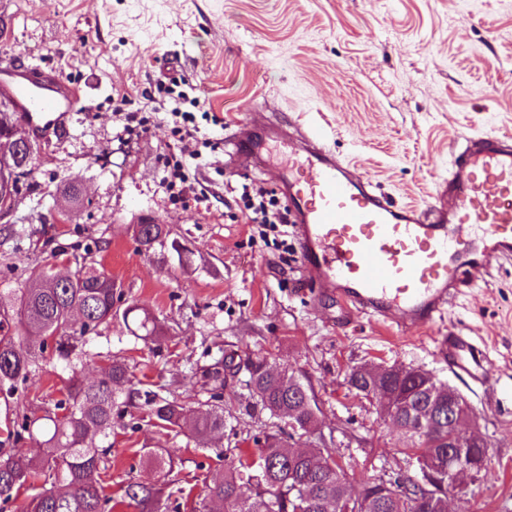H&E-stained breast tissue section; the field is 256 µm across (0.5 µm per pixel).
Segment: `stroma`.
Masks as SVG:
<instances>
[{"label":"stroma","mask_w":512,"mask_h":512,"mask_svg":"<svg viewBox=\"0 0 512 512\" xmlns=\"http://www.w3.org/2000/svg\"><path fill=\"white\" fill-rule=\"evenodd\" d=\"M171 55L185 80L181 99L158 89ZM1 64L79 87L87 107L37 150L12 235L0 238V289L24 286L39 264L66 271L90 248L115 283L116 307L138 304L164 328L156 346L122 320L100 326L78 368L92 379L108 358L123 359L139 393L120 407L122 427L108 438L111 512H141L124 489L159 481L145 464L154 448L175 450L181 479L164 487L155 512H209L203 488L224 468L220 449L252 452L254 438L273 430L268 415L246 413L233 396L218 441L148 416L145 390L209 399L215 383L206 371L223 354L240 364L270 356L312 387L319 432L352 480L419 471L395 427L349 390L350 370L383 361L430 373L466 398L488 445L487 466L449 496L450 512L464 499L483 512H512V262H493L443 321L480 344L500 387L491 405L479 383L435 356L429 331L399 335L362 314L344 326L336 300L312 286L298 291L292 227L260 239L235 206L246 182L279 194L288 147L271 143L264 167L230 153L240 121L285 118L289 133L325 132L328 147L393 202L423 203L468 138L512 136V0H0ZM151 109L158 120L149 132L128 127L126 113ZM188 110L199 133L180 146L171 114ZM179 147L195 155L190 171L207 206L169 199L163 158ZM68 180L80 183L84 203L60 220L56 189ZM146 216L172 225L183 253H142L133 226ZM69 375L64 364L43 362L0 398V448L39 455L34 439L8 437L5 419L53 408Z\"/></svg>","instance_id":"1"}]
</instances>
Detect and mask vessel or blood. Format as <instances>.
<instances>
[{
  "label": "vessel or blood",
  "mask_w": 512,
  "mask_h": 512,
  "mask_svg": "<svg viewBox=\"0 0 512 512\" xmlns=\"http://www.w3.org/2000/svg\"><path fill=\"white\" fill-rule=\"evenodd\" d=\"M14 94L30 126L60 131L78 93L19 79ZM283 124L254 130L240 123L233 152L256 165ZM302 157L283 180L294 221L301 286L317 285L345 314L363 313L400 333L436 327L450 300L485 276L492 260L512 258V137L474 139L454 155L433 201L396 205L337 159L321 133L290 144ZM456 373L497 393L489 362L474 337L449 330L434 336Z\"/></svg>",
  "instance_id": "obj_1"
}]
</instances>
